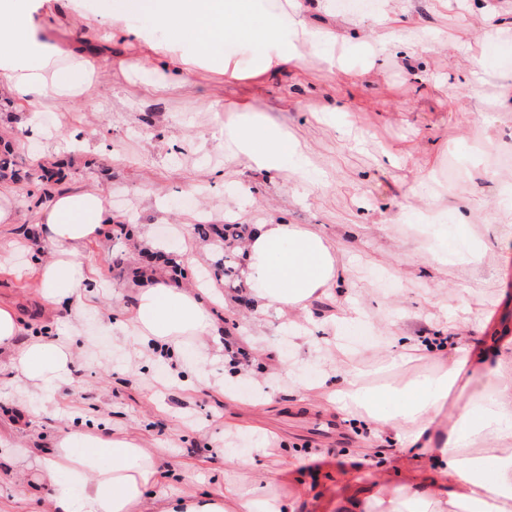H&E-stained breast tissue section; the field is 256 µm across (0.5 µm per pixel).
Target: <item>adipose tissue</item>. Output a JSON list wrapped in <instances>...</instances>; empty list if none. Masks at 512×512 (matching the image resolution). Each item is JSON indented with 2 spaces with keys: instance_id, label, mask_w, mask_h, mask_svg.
I'll use <instances>...</instances> for the list:
<instances>
[{
  "instance_id": "obj_1",
  "label": "adipose tissue",
  "mask_w": 512,
  "mask_h": 512,
  "mask_svg": "<svg viewBox=\"0 0 512 512\" xmlns=\"http://www.w3.org/2000/svg\"><path fill=\"white\" fill-rule=\"evenodd\" d=\"M37 15L6 14L0 20V85L28 101L36 115L48 106L46 91L74 98H91L100 87L94 62L59 35L60 0H37ZM309 8L293 0L289 14L262 10L257 0H114L109 39L140 40L127 19L147 17L166 41L154 45L158 64L175 83L186 84L194 67L206 64L220 73L231 68L224 45L232 40L260 42L266 47L252 71L260 78L297 64L311 52L328 68H336V33L312 25ZM408 12L383 10L373 16L368 34L356 46L387 60L425 58L456 49L466 63L449 73L448 95L463 87L478 89L485 56L473 55L467 43L449 46L447 33L430 40L408 36ZM190 44L193 57L180 47ZM231 159H246L251 167L285 176L296 190L308 191L313 164L310 151L284 127L262 118L258 111L232 117L224 125ZM482 206L471 197H456L441 208L435 197L421 196V223L411 225L422 254L439 265L478 259L489 246L512 245V182L498 181L489 238L477 235L473 214ZM452 225L440 222L442 213ZM112 213L105 195L81 186L53 197L37 216L38 232L51 247L36 269V286L43 302L57 306L78 297L91 271L80 259L82 248L102 234ZM454 236L468 246L448 251ZM245 274L253 285L257 306L276 307L305 337L314 301L329 296L346 268L335 248L316 228L271 218L256 225L244 245ZM122 332L133 335L141 348H180L196 343L204 353L223 351L221 328L212 317L203 290L158 277L132 293L131 314ZM15 308L0 303V354L9 358L17 379L27 387L49 389L66 380L76 355L68 337L51 341L21 340ZM412 351L425 353L429 369L394 374L379 386L357 370L344 350H326L320 362L339 376L335 389L320 396L326 406L369 423L372 445L392 443L432 455L436 466L421 472L407 467L404 481L392 486L385 479L347 485L336 496V512H512V340L492 354L472 355L453 345ZM165 473L155 451L125 432H77L60 429L53 447L43 449L33 484L44 486L41 512H299L301 497L275 486L266 476L247 474L243 465L224 470V487L210 495L183 491L156 495L152 489Z\"/></svg>"
}]
</instances>
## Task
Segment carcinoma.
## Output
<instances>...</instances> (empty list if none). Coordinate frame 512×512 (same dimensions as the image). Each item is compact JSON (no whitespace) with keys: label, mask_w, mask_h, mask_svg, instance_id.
<instances>
[{"label":"carcinoma","mask_w":512,"mask_h":512,"mask_svg":"<svg viewBox=\"0 0 512 512\" xmlns=\"http://www.w3.org/2000/svg\"><path fill=\"white\" fill-rule=\"evenodd\" d=\"M36 180L45 187L62 190L60 164L43 162L37 165H23L17 153V139L11 135H0V182H21ZM248 224L236 222L228 224H197L196 237L210 250L206 268V279L230 293L241 295L249 290L240 272L244 260L241 245L250 235ZM156 262L149 265L152 271L162 270L173 276L182 272L180 263L171 255L154 253Z\"/></svg>","instance_id":"cac0c4a2"}]
</instances>
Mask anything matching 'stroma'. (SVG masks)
<instances>
[{
  "mask_svg": "<svg viewBox=\"0 0 512 512\" xmlns=\"http://www.w3.org/2000/svg\"><path fill=\"white\" fill-rule=\"evenodd\" d=\"M474 2L470 13L456 0L438 13L433 0H413L412 22L426 36L444 29L462 42L489 37L500 53L488 58L487 67L512 71V31L494 34L487 20L489 13L511 10L512 0ZM111 5L64 0V15L79 14L84 21L65 23L62 37L75 45L102 39ZM261 50L258 44L232 46L240 79L200 66L189 86L173 88L166 74L147 72L148 50L141 43L113 45L99 59V95L56 101L40 113L38 133L21 138L17 149L32 162L76 156L66 171L67 186L100 188L119 221H132L141 246L179 256L187 281L202 279L208 259L194 225L235 217L245 224L278 217L312 225L341 262L358 263L359 273L334 296L315 301L316 323L305 347H298L287 318L275 308L255 310L218 288L211 314L225 341L248 353L247 368L226 358L201 364L193 344L168 356L135 359L116 339L134 284L112 276L111 230L81 251L96 271L81 299L44 313L34 288L35 270L50 254L36 227L42 190L34 182L12 185L17 222L0 239H20L24 247L0 267V302L15 307L26 336L69 335L77 354L71 377L43 395L23 389L9 362H0V440L13 454L52 447L65 426L128 431L164 462L168 480L155 486L156 494L215 490L225 459L233 458L289 490L305 489V512H327L344 481L401 483L408 455L390 444L360 453L352 417L307 402L308 386L324 370L317 351L332 339L321 322L335 313L338 300L371 291L370 324L343 335L359 351L374 342L379 322L406 327L414 336L440 333L442 313L421 295L435 287L447 292L449 309L469 301L473 315L455 336L473 353L490 352L512 337V248L442 267L421 256L413 238L391 222L409 208L408 190L423 179L438 180L453 195L493 199L489 173L512 177V113L478 116L479 103L469 91L448 99L436 81L416 82L400 59L375 66L353 49L345 72L312 59L253 82L248 74ZM121 63L126 73L118 72ZM360 72L361 82L355 79ZM328 101L337 112L323 122L312 119L310 108ZM249 105L310 147L318 170L310 193H295L287 179L230 159L224 124L230 111ZM339 125L356 132L358 146L337 138ZM384 151L398 165L379 164Z\"/></svg>",
  "mask_w": 512,
  "mask_h": 512,
  "instance_id": "obj_1",
  "label": "stroma"
}]
</instances>
